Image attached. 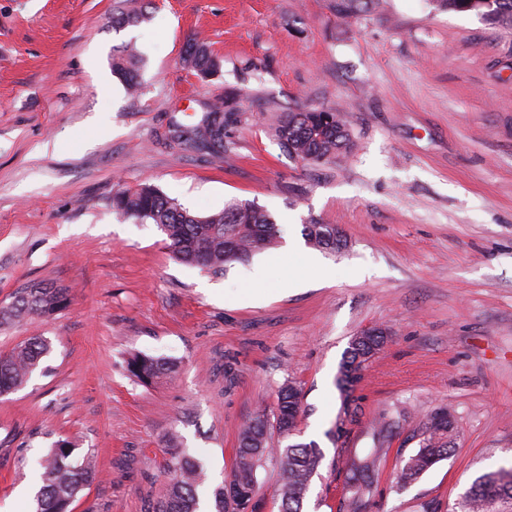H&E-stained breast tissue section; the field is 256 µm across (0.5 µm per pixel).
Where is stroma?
Wrapping results in <instances>:
<instances>
[{"label":"stroma","instance_id":"obj_1","mask_svg":"<svg viewBox=\"0 0 512 512\" xmlns=\"http://www.w3.org/2000/svg\"><path fill=\"white\" fill-rule=\"evenodd\" d=\"M153 3L148 22L116 27V0H0V307L32 284L70 291L52 317L0 324V353L51 343L0 396V512H33L17 491L61 439L97 460L73 512H149L172 433L214 489L240 428L289 382L297 439L324 453L303 512H350L349 463L395 410L364 512H453L477 477L512 467V26L429 0H381L347 23L332 0ZM197 34L221 61L205 81L182 64ZM129 42L136 97L112 71ZM230 94L243 113L230 159L172 139L173 121ZM304 105L345 111L348 157L283 152L270 118ZM142 183L199 215L250 201L282 238L221 274L181 264L157 225L112 210L116 189ZM312 216L347 240L319 268L286 253ZM375 326L389 339L357 391L362 422L333 441L339 363ZM139 353L175 369L139 382L126 369ZM441 410L453 451L402 484Z\"/></svg>","mask_w":512,"mask_h":512}]
</instances>
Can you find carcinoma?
<instances>
[{
	"label": "carcinoma",
	"mask_w": 512,
	"mask_h": 512,
	"mask_svg": "<svg viewBox=\"0 0 512 512\" xmlns=\"http://www.w3.org/2000/svg\"><path fill=\"white\" fill-rule=\"evenodd\" d=\"M375 0H336V16L348 19L360 11L361 4ZM438 11H473L490 24L508 22L512 25V0H498L497 11L485 14L478 0H430ZM150 19L148 5L140 0H120L112 15V24L120 27L135 25ZM140 53L126 46L112 57V70L124 82L131 94L142 88ZM185 68L198 77L210 75L218 62L209 46L198 38L187 43L182 58ZM239 109L229 101L220 100L208 106L202 120L190 126L172 124L174 139L207 149L215 159L224 158L227 149L224 137L227 128L241 123ZM274 136L288 156L308 164H328L347 153L352 139L345 116L340 111L304 108L283 112L273 126ZM112 211L121 218L155 224L165 234V244L173 257L185 264L220 273L231 261L243 262L278 243L279 229L272 216L251 202L232 200L224 209L198 216L182 207L174 198L150 184L118 189L112 195ZM303 235L308 245L336 251L345 246L336 233V225L310 217ZM69 290L33 285L18 292L10 305L0 309V322H10L27 316H51L65 307ZM382 345H371L352 339L339 364L336 387L342 406L336 419V435L342 437L361 423L363 409L354 396L355 384L363 379L370 360ZM50 350L43 336H30L11 351L0 354V396L21 387L40 366ZM131 375L143 382L152 381L174 368L164 358L136 354L129 358ZM300 410V392L293 384L280 388L276 412L268 414L258 409L238 435L234 467L226 484L235 485L255 494L257 470L266 459L276 462L279 473V512H302L303 499L311 478L316 474L324 453L314 443H290L272 447L271 428L282 440L295 435ZM394 418H382L373 431L374 449L354 461L345 485L352 512H360L364 499L373 489L385 448L392 441ZM455 445L451 416L441 411L425 424L417 452L400 468V480L411 483L441 459ZM73 449L68 442L59 441L41 459V486L35 494V512H70L71 505L93 479L94 455L88 451L82 462L69 461ZM166 468L170 483L166 494L152 512H198L199 491L205 486V466L187 456L177 446L168 449ZM454 512H512V470H500L478 477L457 502Z\"/></svg>",
	"instance_id": "carcinoma-1"
}]
</instances>
